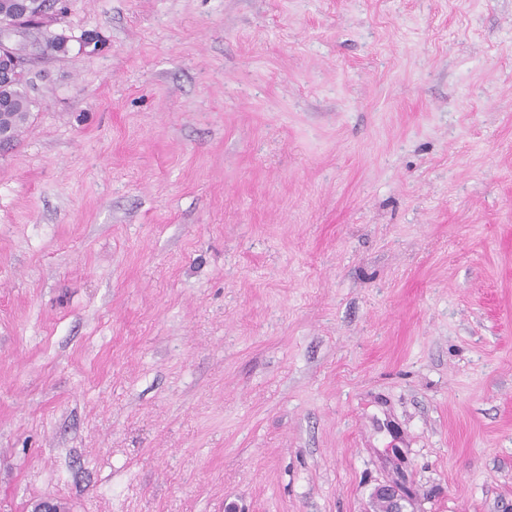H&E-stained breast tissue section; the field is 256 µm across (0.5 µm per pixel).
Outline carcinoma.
Masks as SVG:
<instances>
[{
    "mask_svg": "<svg viewBox=\"0 0 512 512\" xmlns=\"http://www.w3.org/2000/svg\"><path fill=\"white\" fill-rule=\"evenodd\" d=\"M68 0H0V35L15 34L21 41L8 48L12 56L11 75L0 80V150L9 149L28 123L33 100L27 65L35 54L67 55L69 47L61 34L43 31L53 15L67 11Z\"/></svg>",
    "mask_w": 512,
    "mask_h": 512,
    "instance_id": "1",
    "label": "carcinoma"
}]
</instances>
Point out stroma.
Segmentation results:
<instances>
[{
  "label": "stroma",
  "mask_w": 512,
  "mask_h": 512,
  "mask_svg": "<svg viewBox=\"0 0 512 512\" xmlns=\"http://www.w3.org/2000/svg\"><path fill=\"white\" fill-rule=\"evenodd\" d=\"M0 151V512H512V0H71Z\"/></svg>",
  "instance_id": "35a3bbf8"
}]
</instances>
